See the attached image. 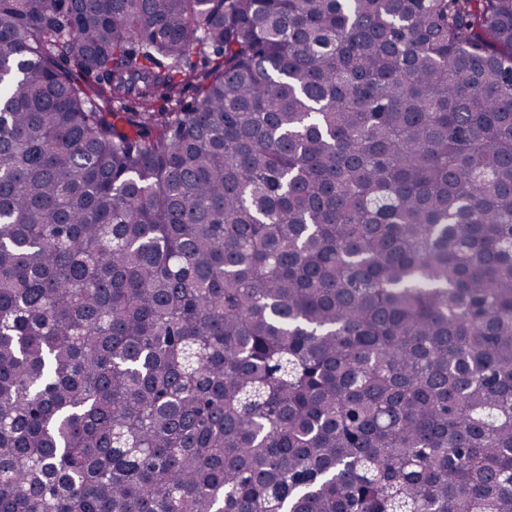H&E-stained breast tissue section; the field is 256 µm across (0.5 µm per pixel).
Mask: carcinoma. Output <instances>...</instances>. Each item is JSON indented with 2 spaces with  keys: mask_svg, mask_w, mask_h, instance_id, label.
<instances>
[{
  "mask_svg": "<svg viewBox=\"0 0 512 512\" xmlns=\"http://www.w3.org/2000/svg\"><path fill=\"white\" fill-rule=\"evenodd\" d=\"M0 512H512V0H0Z\"/></svg>",
  "mask_w": 512,
  "mask_h": 512,
  "instance_id": "cac0c4a2",
  "label": "carcinoma"
}]
</instances>
